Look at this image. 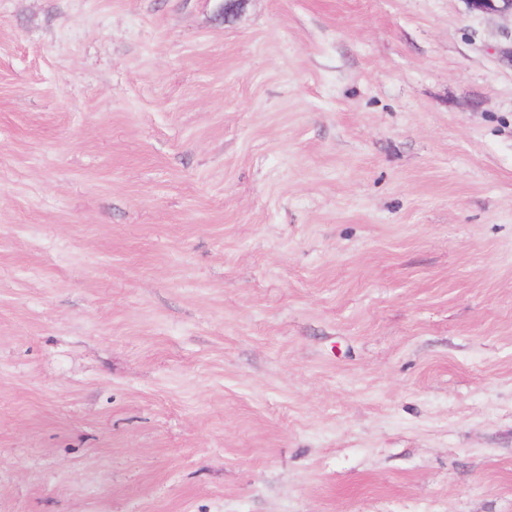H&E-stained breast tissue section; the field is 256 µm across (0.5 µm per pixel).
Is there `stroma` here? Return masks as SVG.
Listing matches in <instances>:
<instances>
[{
    "label": "stroma",
    "mask_w": 512,
    "mask_h": 512,
    "mask_svg": "<svg viewBox=\"0 0 512 512\" xmlns=\"http://www.w3.org/2000/svg\"><path fill=\"white\" fill-rule=\"evenodd\" d=\"M0 0V512H512V22Z\"/></svg>",
    "instance_id": "obj_1"
}]
</instances>
